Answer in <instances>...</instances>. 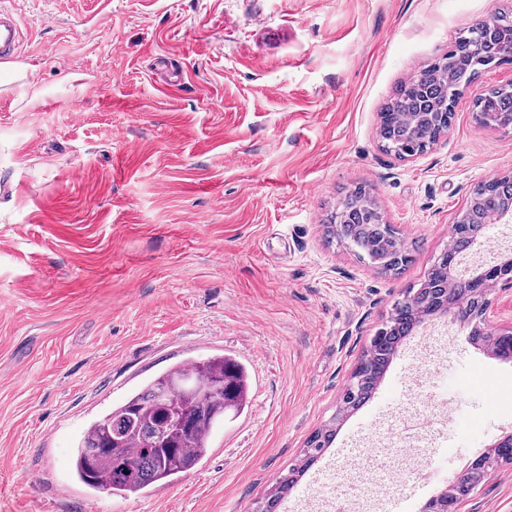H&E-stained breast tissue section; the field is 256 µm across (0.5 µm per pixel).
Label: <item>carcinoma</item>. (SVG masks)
I'll return each mask as SVG.
<instances>
[{
  "mask_svg": "<svg viewBox=\"0 0 512 512\" xmlns=\"http://www.w3.org/2000/svg\"><path fill=\"white\" fill-rule=\"evenodd\" d=\"M477 42L485 46L486 59L499 64L512 62V17L504 16L492 35L475 24L448 54L421 71L391 99L379 127L384 148L400 146L417 155L435 142L446 120L448 103L458 95L461 77L472 81L480 73L468 54L469 47ZM493 95L496 111L512 113V87L495 89ZM409 113L415 116L412 122L406 121ZM510 202L512 178L488 181L477 187L458 223L466 236L482 237L492 217ZM338 215V237L371 263L386 272L397 271L406 263L402 242L364 188L345 197ZM447 272L448 256L443 254L411 299L395 305L388 320L393 341L411 335L423 314L436 312L448 302ZM396 352L394 346L375 350L366 368L354 373L349 385L353 395L342 401L340 413L358 408L371 397ZM247 389L244 367L226 355L172 366L90 424L74 449L77 477L91 489L124 498L174 480L208 455L213 431L224 424L226 415L244 409ZM334 435L335 430L328 427L309 439L305 467H294L279 476L267 496L266 512H276Z\"/></svg>",
  "mask_w": 512,
  "mask_h": 512,
  "instance_id": "carcinoma-1",
  "label": "carcinoma"
}]
</instances>
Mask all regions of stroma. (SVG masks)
Wrapping results in <instances>:
<instances>
[{
    "label": "stroma",
    "instance_id": "35a3bbf8",
    "mask_svg": "<svg viewBox=\"0 0 512 512\" xmlns=\"http://www.w3.org/2000/svg\"><path fill=\"white\" fill-rule=\"evenodd\" d=\"M0 64V512H255L308 438H336L277 512H332L341 466L381 451L348 512H422L454 459L512 434V361L441 317L401 343L372 397L342 394L394 305L448 246L475 188L512 175V128L463 88L451 126L399 161L380 147L396 88L512 0H12ZM372 192L409 261L384 274L329 235ZM245 364L250 403L209 455L138 498L72 475L85 426L188 358ZM436 384L419 401V381ZM444 449L442 474L415 473ZM461 512H512V464ZM0 3V62L17 59L21 46V26L9 8Z\"/></svg>",
    "mask_w": 512,
    "mask_h": 512
}]
</instances>
